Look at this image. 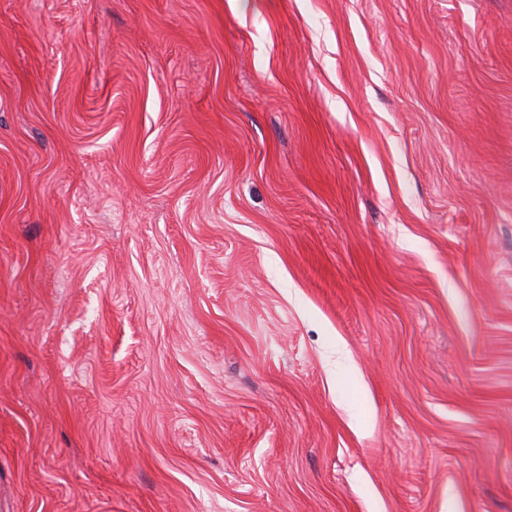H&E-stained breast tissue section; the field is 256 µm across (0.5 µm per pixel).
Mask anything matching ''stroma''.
Masks as SVG:
<instances>
[{"mask_svg":"<svg viewBox=\"0 0 512 512\" xmlns=\"http://www.w3.org/2000/svg\"><path fill=\"white\" fill-rule=\"evenodd\" d=\"M0 512H512V0H0Z\"/></svg>","mask_w":512,"mask_h":512,"instance_id":"35a3bbf8","label":"stroma"}]
</instances>
